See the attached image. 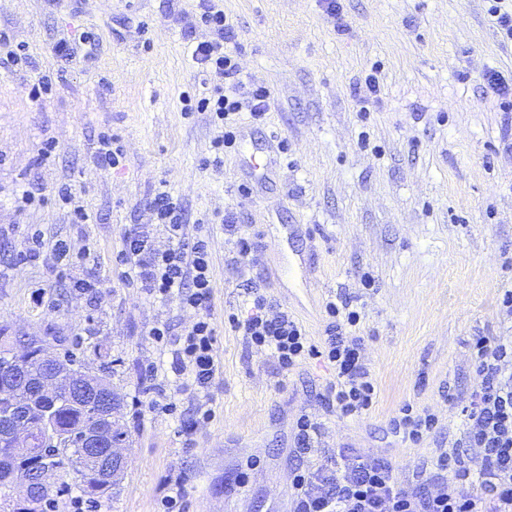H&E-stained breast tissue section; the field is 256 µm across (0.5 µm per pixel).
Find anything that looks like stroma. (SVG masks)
I'll return each instance as SVG.
<instances>
[{"instance_id":"1","label":"stroma","mask_w":512,"mask_h":512,"mask_svg":"<svg viewBox=\"0 0 512 512\" xmlns=\"http://www.w3.org/2000/svg\"><path fill=\"white\" fill-rule=\"evenodd\" d=\"M237 32L244 75L266 83L264 123L243 120L223 169L207 167L219 134L208 115L185 116L184 93L202 90L192 44L210 38L198 0H0V35L26 47L58 82L37 101L23 71L0 72V327L43 336L60 356L98 367L123 394L130 434L121 491L96 512H157L180 481L182 512H289L301 413L325 425L310 461L349 446L387 458L407 485L462 430L477 381L471 345L512 336L501 309L512 290V112L499 111L488 69L512 74L487 0H341L336 27L319 0H220ZM92 35L86 58L77 36ZM67 43L69 55L55 47ZM376 70L380 92L360 112L356 88ZM118 134L123 168L95 163L100 132ZM56 149L41 157L46 143ZM70 185L96 223L78 230L57 190ZM188 224L209 217L217 353L224 364L215 419L184 447L178 412L150 411L148 367L168 355L148 330L172 335L193 319L177 301L121 280L113 257L125 225L147 224L160 187ZM35 195L19 207L16 190ZM234 213L264 249L247 262L224 241ZM96 244L95 303L75 291L80 265L21 258L27 232ZM257 288L319 342L325 305L345 297L377 382L371 411L339 420L321 397L333 371L320 359L279 375L268 352L247 347L224 317ZM451 386L455 399L441 392ZM428 409L438 429L414 445L390 432L403 404Z\"/></svg>"}]
</instances>
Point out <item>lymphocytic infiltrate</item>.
I'll use <instances>...</instances> for the list:
<instances>
[{
	"label": "lymphocytic infiltrate",
	"instance_id": "1",
	"mask_svg": "<svg viewBox=\"0 0 512 512\" xmlns=\"http://www.w3.org/2000/svg\"><path fill=\"white\" fill-rule=\"evenodd\" d=\"M201 10L199 20L213 37L196 45L191 61L209 78L212 88L210 95L196 99L187 109L208 113L211 121L222 123L211 161L218 169L224 164L223 150L236 141L231 117L245 109L252 122H264L271 91L263 82L243 76L235 58V27L223 9L215 0H203ZM148 206L153 223L125 225L116 261L122 280L138 285L151 297L177 300L195 314L177 339H169L162 322L148 331L151 339L167 348L179 390L189 391L197 400L193 417L180 424L179 435L189 448L199 427L214 417L213 394L222 376L212 314L210 236L204 223L187 226L181 203L168 190H158ZM161 234L168 242L164 249L156 246ZM47 252L61 266L76 259L92 271L99 266L92 246L77 249L66 239L49 244L41 233L27 235L24 255L28 261H38ZM326 313L328 322L317 345L287 310L256 290L247 292L243 312L228 313L227 321L248 346L270 352L282 373L310 358L326 360L334 379L323 402L337 417L355 418L369 410L377 397L364 339L352 332L360 315L345 301L327 302ZM472 354L480 383L461 410L462 435L438 450L428 477L406 488L388 460L343 447L334 462L296 469L292 512H512V338L477 337ZM437 423L434 414L407 403L391 418L390 429L418 443Z\"/></svg>",
	"mask_w": 512,
	"mask_h": 512
}]
</instances>
